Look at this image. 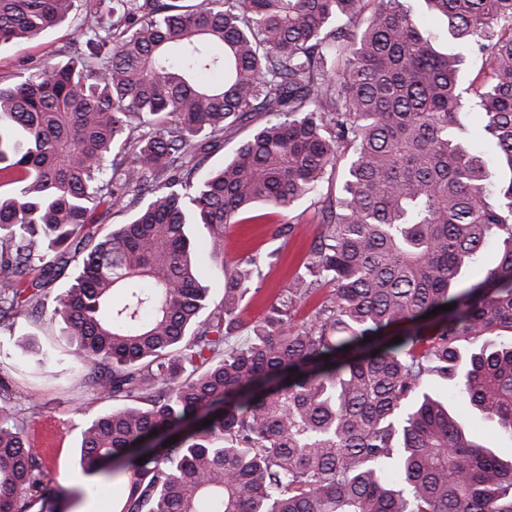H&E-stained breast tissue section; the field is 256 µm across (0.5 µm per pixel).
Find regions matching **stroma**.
<instances>
[{"mask_svg":"<svg viewBox=\"0 0 512 512\" xmlns=\"http://www.w3.org/2000/svg\"><path fill=\"white\" fill-rule=\"evenodd\" d=\"M75 36L72 24L66 23L35 41L0 48V76L18 71L22 62H57L58 51ZM318 206L313 201L299 203L288 217L269 216L249 223L229 225L224 234V259L232 261L252 254L260 258V274L253 282L243 311L245 321L265 316L280 289L303 272L310 247L319 232ZM294 230L289 239L275 237L282 222ZM16 333L35 334L43 347L51 349L56 360L50 368L39 367L34 358L14 346L11 336L0 335V384L8 388L7 396L22 418L25 444L43 458L48 466L43 486L80 489L72 499L69 512H112V503L123 493L121 483H107L102 477L84 474L79 464L81 431L89 417L103 413L111 400L99 396L91 382L90 370H74L71 348L60 320L43 315L39 320L18 318ZM470 431L483 445L501 458H512V441L503 438L494 422L458 404Z\"/></svg>","mask_w":512,"mask_h":512,"instance_id":"1","label":"stroma"}]
</instances>
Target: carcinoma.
Segmentation results:
<instances>
[{"instance_id":"carcinoma-1","label":"carcinoma","mask_w":512,"mask_h":512,"mask_svg":"<svg viewBox=\"0 0 512 512\" xmlns=\"http://www.w3.org/2000/svg\"><path fill=\"white\" fill-rule=\"evenodd\" d=\"M69 19L67 61L0 80V332L77 268L53 316L115 402L80 446L86 474L124 481L112 512H512V459L449 403L512 441V0H0V47ZM456 46L490 66L493 156L452 134ZM308 198L306 272L239 343L258 262L225 265L224 231ZM102 206L131 215L97 240ZM190 224L224 274L213 309ZM154 431L178 439L143 446ZM45 469L3 400L0 512H65ZM452 411L462 415L470 431L481 444L492 448L504 460H510L512 443L499 434L492 420L469 408L466 403L458 404Z\"/></svg>"}]
</instances>
